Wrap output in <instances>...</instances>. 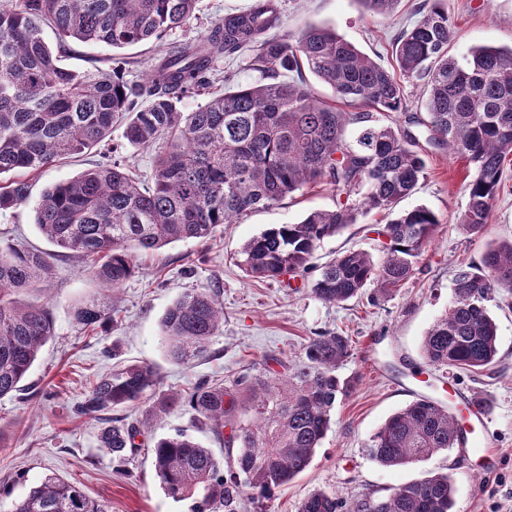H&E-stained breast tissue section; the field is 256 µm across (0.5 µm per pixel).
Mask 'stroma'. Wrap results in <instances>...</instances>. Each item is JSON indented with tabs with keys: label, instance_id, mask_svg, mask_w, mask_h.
<instances>
[{
	"label": "stroma",
	"instance_id": "obj_1",
	"mask_svg": "<svg viewBox=\"0 0 512 512\" xmlns=\"http://www.w3.org/2000/svg\"><path fill=\"white\" fill-rule=\"evenodd\" d=\"M253 2L198 0L194 17L167 41L172 45L199 42L214 21L246 11ZM419 3L401 0L394 15L382 21L367 13L361 0H278L281 20L275 33L292 37L307 26L325 25L389 69L395 64L394 41L416 20ZM445 3L456 31L450 55L462 57L476 46H512V0ZM92 57L105 59L107 68L120 69L126 79L136 81L152 66L155 51L148 44L121 50L78 45L66 65L80 71ZM247 61L244 55L222 58L217 64L222 82L182 99L179 109H196L211 93L223 91L225 84L257 79V71ZM101 160L96 148L43 168L30 180L29 204L0 213V235L47 254L52 269L48 282L18 293L16 300L45 306L55 331L26 378L24 391L0 398V512H9L12 501L49 474L76 484L88 497L104 503L108 512H188V503L164 495L149 448L135 452L123 474L99 448L100 423L74 411L90 380L109 372L118 360L148 363L160 379L156 395L183 396L201 377L226 381L249 367L281 373L284 363L303 357L310 337L336 330L354 340L352 353L338 373L359 378V386L336 404L331 428L309 467L276 489L271 499L244 501L242 512H298L301 501L316 490L349 499L368 493L382 496L435 473L448 474L453 481V512H512V294L488 304L498 325L495 377L434 367L422 352L426 331L453 300L457 263L480 262L488 245L512 239V189L496 198L484 231L464 236L455 224L467 204L465 161L456 154L428 153L423 179L396 208L427 207L441 224L414 275L395 295L375 306L363 299L328 305L314 297L308 278L262 281L247 277L237 265L241 246L270 225L296 223L312 210L335 208L336 194L331 189H303L224 225L213 240L176 242L140 257L138 272L120 291L117 313L91 336L75 323L73 310L100 297L102 285L89 274L85 261L42 236L35 224V204L47 188ZM388 219V214L377 211L359 216L356 224L321 243L315 263L351 248L378 253L376 229ZM193 288L219 289L224 325L203 357L182 366L166 355L160 320L182 292ZM452 388L489 405L497 439L495 455L456 448L400 467H385L367 457L366 444L391 414L423 396L447 402ZM155 397L145 396L118 410V417L129 423L151 420L157 437L182 429L216 448L212 435L196 427L187 407L151 418Z\"/></svg>",
	"mask_w": 512,
	"mask_h": 512
}]
</instances>
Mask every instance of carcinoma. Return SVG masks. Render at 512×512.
Returning <instances> with one entry per match:
<instances>
[{"instance_id": "cac0c4a2", "label": "carcinoma", "mask_w": 512, "mask_h": 512, "mask_svg": "<svg viewBox=\"0 0 512 512\" xmlns=\"http://www.w3.org/2000/svg\"><path fill=\"white\" fill-rule=\"evenodd\" d=\"M373 15L389 18L400 0H361ZM197 0H0V213L28 203L22 175L91 150L125 124L124 137L139 148L158 146L150 184H141L123 161L97 165L45 190L36 224L53 245L89 262L104 299L78 306L74 320L94 334L117 310L112 296L135 275L137 259L181 241L206 242L246 212L268 207L306 187L328 186L341 196L332 210H313L294 224H274L238 252L247 276L277 280L317 272L311 292L325 304H342L373 287L371 304L392 296L414 274L440 224L424 206L397 213L377 230L384 238L375 258L349 251L318 267L324 239L363 212L387 211L416 190L425 172L417 128L427 143L464 156L472 166L468 202L456 228L480 233L512 162V48L478 47L461 59L448 55L453 24L445 0L420 6L415 24L394 42L390 71L328 26L295 37L269 35L277 6L258 0L251 10L214 23L202 42L159 50L141 81L120 71L65 67L75 42L122 49L163 41L194 16ZM55 36V45L45 31ZM253 51L260 80L211 95L192 112L177 108L184 96L215 82L223 56ZM309 71L348 106L318 100ZM422 88L421 112L407 111L403 80ZM51 275L44 257L0 242V397L21 391L41 348L54 336L44 306L17 304L21 290L41 288ZM512 290V241L486 250L482 264L461 262L453 301L427 330L422 350L436 367L484 375L497 361V324L488 302ZM224 325L216 290L184 292L166 310L161 330L168 357L189 365L208 351ZM353 341L343 332L310 338L288 374L241 373L228 383L198 380L187 398L163 397L155 412L187 401L195 420L233 463L223 466L211 449L178 432L153 442L156 477L165 496L190 500V512H241L244 497L266 499L306 470L330 428L331 411L358 384L338 374ZM148 364H123L98 377L75 412L104 421L103 448L124 466L148 433L141 424L110 423L109 413L156 390ZM231 427L229 435L224 428ZM456 416L430 398L389 416L365 452L386 467L423 462L464 445ZM454 487L440 473L388 495L344 499L316 490L299 512H453ZM10 512H105L76 485L46 477Z\"/></svg>"}]
</instances>
